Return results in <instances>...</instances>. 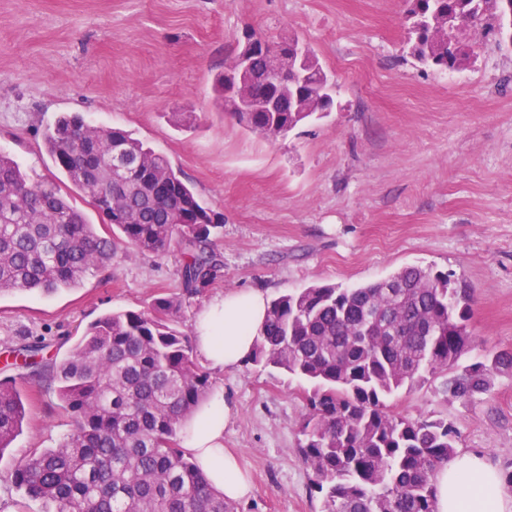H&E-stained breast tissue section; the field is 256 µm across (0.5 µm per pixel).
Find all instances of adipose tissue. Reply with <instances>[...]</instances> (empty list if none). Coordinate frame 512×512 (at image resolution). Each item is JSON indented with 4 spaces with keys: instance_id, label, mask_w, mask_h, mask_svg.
<instances>
[{
    "instance_id": "adipose-tissue-1",
    "label": "adipose tissue",
    "mask_w": 512,
    "mask_h": 512,
    "mask_svg": "<svg viewBox=\"0 0 512 512\" xmlns=\"http://www.w3.org/2000/svg\"><path fill=\"white\" fill-rule=\"evenodd\" d=\"M268 299L254 289L212 298L197 317L193 339L202 361L221 373L237 368L251 354L266 320ZM232 409L223 390L185 422L183 445L225 500L248 497L252 484L236 457L224 446V431ZM437 512H512V499L502 489L497 470L481 454L455 456L435 474Z\"/></svg>"
}]
</instances>
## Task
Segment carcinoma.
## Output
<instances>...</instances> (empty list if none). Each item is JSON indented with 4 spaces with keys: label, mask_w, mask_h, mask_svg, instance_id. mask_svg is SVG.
<instances>
[{
    "label": "carcinoma",
    "mask_w": 512,
    "mask_h": 512,
    "mask_svg": "<svg viewBox=\"0 0 512 512\" xmlns=\"http://www.w3.org/2000/svg\"><path fill=\"white\" fill-rule=\"evenodd\" d=\"M413 56L440 70L467 61L452 44L482 38L512 43V8L503 0H410ZM261 37L252 73L266 75L283 52ZM298 87L280 83L266 98L292 99L291 112H237L228 73L213 81V107L266 138L286 137L332 105L331 80L312 51ZM67 180L112 226L100 234L55 180L34 178L0 152V293L53 294L75 288L112 264L118 243L161 256L177 244L184 291L218 277L212 237L224 217L185 183L168 159L129 130L94 126L64 114L42 134ZM139 167L112 186V153ZM181 302L154 298L137 310L91 323L62 362L22 357L30 376L57 383L71 433L55 448L32 451L11 474L31 499L54 512H234L181 445L182 424L205 402L209 374L175 327ZM471 293L450 275L416 265L352 288L312 285L270 301L249 362L310 385L299 422V452L322 495L320 512H435L434 475L455 454L456 431L443 420L409 419L386 400L423 374L453 368L470 347ZM512 372V350L478 359L448 377V395L468 401ZM26 416L20 391L0 380V451Z\"/></svg>",
    "instance_id": "1"
}]
</instances>
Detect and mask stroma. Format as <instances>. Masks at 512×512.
Here are the masks:
<instances>
[{
    "mask_svg": "<svg viewBox=\"0 0 512 512\" xmlns=\"http://www.w3.org/2000/svg\"><path fill=\"white\" fill-rule=\"evenodd\" d=\"M408 0H0V152L29 175L61 179L42 131L64 112L121 127L164 155L224 215L223 268L185 294L179 246L161 257L118 252L81 286L0 295V379L26 417L0 451V507L45 512L10 480L27 453L54 448L71 425L55 384L21 364L47 362L111 312L158 296L182 300L191 335L218 295L274 298L316 284L343 288L408 265L452 273L473 290L468 358L512 349V44L480 41L467 64L441 71L411 53ZM306 43L330 75L334 107L269 140L212 108V83L245 32ZM446 374L399 390L391 409L444 419L457 449L512 466V374L464 403ZM235 413L224 445L254 490L236 512H320L299 453L303 384L242 363L211 374Z\"/></svg>",
    "mask_w": 512,
    "mask_h": 512,
    "instance_id": "35a3bbf8",
    "label": "stroma"
}]
</instances>
